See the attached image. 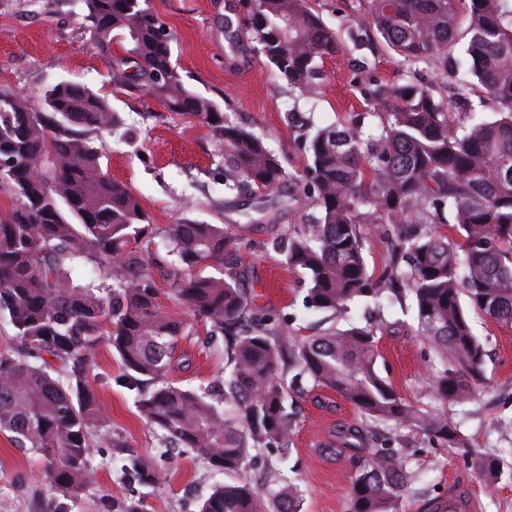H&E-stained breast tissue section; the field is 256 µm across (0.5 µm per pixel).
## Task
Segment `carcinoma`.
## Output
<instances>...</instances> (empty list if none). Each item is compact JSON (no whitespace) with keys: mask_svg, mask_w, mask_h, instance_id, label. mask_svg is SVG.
<instances>
[{"mask_svg":"<svg viewBox=\"0 0 512 512\" xmlns=\"http://www.w3.org/2000/svg\"><path fill=\"white\" fill-rule=\"evenodd\" d=\"M90 40L106 61L112 83L147 93L167 110L197 119L224 142V189L249 198L299 176L286 172L264 140L224 115L219 104L189 90L171 56V34L147 0H77ZM244 15L224 18L232 51L256 43L278 78L302 95L317 88L318 60L339 49L310 0H239ZM467 15V71L496 105L497 118L456 112L429 86L408 79L373 92L371 129L322 127L310 137L304 177L316 192L318 215L294 231L285 262L305 271L311 306L344 320L321 336L287 339L271 317L252 310L230 276L203 263L224 261L240 244L222 224L184 218L164 229L172 257L170 293L226 342L224 386L183 387L169 381L178 342L194 325L158 302L146 264L152 224L140 200L112 179L88 138L113 130L118 118L92 89L60 81L42 109L0 88V185L15 198L0 209V317L16 346L0 351V433L48 461L49 483L75 494L94 482L92 437L112 442V426L89 383L94 351L106 344L136 393L140 414L167 445L203 455L218 470L246 472L251 451L288 442L293 422L282 366L292 380L342 394L371 423L405 424L466 447L448 422L446 403L472 400L484 377V344L468 310L512 324V0H368L357 21L413 65L433 63L448 78V52ZM452 209L453 233L436 230ZM397 229L395 249L408 259L383 278L406 284L414 333L431 347L440 368L434 399L419 407L402 398L378 372V329L355 324L351 304H377L402 292L379 287L363 254L369 233ZM98 276L85 281L76 266ZM357 469L351 512H398L412 479L395 448H366L363 426L341 425L336 447ZM126 471L145 485L159 473L137 456ZM491 481L503 472L497 454L476 455ZM294 490L270 500L244 476L216 486L199 512H300Z\"/></svg>","mask_w":512,"mask_h":512,"instance_id":"cac0c4a2","label":"carcinoma"}]
</instances>
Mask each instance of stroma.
<instances>
[{"label": "stroma", "mask_w": 512, "mask_h": 512, "mask_svg": "<svg viewBox=\"0 0 512 512\" xmlns=\"http://www.w3.org/2000/svg\"><path fill=\"white\" fill-rule=\"evenodd\" d=\"M169 28L172 61L186 86L219 103L233 121L262 137L287 170L306 163L305 142L313 125L350 126L370 114L371 94L380 86L415 75L423 83H439L442 95L459 108L475 106L485 118L495 107L478 92L455 80L440 82L435 66L410 72L375 30L352 24L355 0H312L324 22L338 30L339 51L323 56L319 93L308 99L275 78L271 65L256 49L231 52L224 40V19L237 0H149ZM69 80L105 97L121 118L118 132L96 131L94 144L112 179L126 184L141 200L155 232L184 217L221 224L241 237L238 249L224 257V272L236 276L253 306L287 326L290 336H320L343 322L331 313L310 308L309 281L288 266L281 252L285 231L317 215L308 185L284 187L276 196L271 218L247 223L241 200L224 194V146L211 128L196 119L168 111L154 99L115 89L105 60L85 33L76 0H0V87L39 107L45 90ZM379 331L377 368L407 401H431L433 355L422 337L411 332L412 312L401 307L384 311ZM474 333L488 357L485 377L475 387L473 402L448 405V419L465 435L469 447L501 454L512 466V429L499 420L512 418V327L472 313ZM205 327L180 343L170 378L198 387L223 377L226 355L204 341ZM124 370L108 346L93 355L89 382L112 425L116 447L94 442L90 463L94 483L75 495L59 494L45 477L46 463L15 448L0 434V512H101L109 496L137 504L140 512H198V503L220 484L237 481L235 473L213 469L203 456L165 447L161 435L146 424L133 391L123 383ZM295 425L287 447L261 451L260 468L251 470L262 483L263 466L278 469L284 482L300 489L301 512H349L350 477L355 471L347 455L328 454L339 425L361 418L336 391L310 381L289 388ZM367 444L402 450L414 478L399 503V512H432L446 497L449 484L472 489L478 512H512V477L488 484L472 456L432 439L424 431L391 425H367ZM468 447V448H469ZM149 460L159 471L158 484L146 486L123 469L129 454Z\"/></svg>", "instance_id": "obj_1"}]
</instances>
